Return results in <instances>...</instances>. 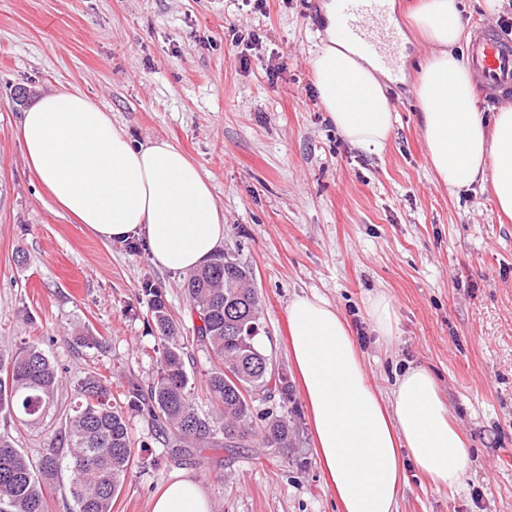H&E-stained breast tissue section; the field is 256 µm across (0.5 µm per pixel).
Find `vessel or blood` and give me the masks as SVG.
<instances>
[{
	"instance_id": "obj_1",
	"label": "vessel or blood",
	"mask_w": 512,
	"mask_h": 512,
	"mask_svg": "<svg viewBox=\"0 0 512 512\" xmlns=\"http://www.w3.org/2000/svg\"><path fill=\"white\" fill-rule=\"evenodd\" d=\"M336 37L354 44L379 66H389L402 53V41L390 24L385 0H338ZM466 62L481 78L491 98L512 94V42L476 29Z\"/></svg>"
}]
</instances>
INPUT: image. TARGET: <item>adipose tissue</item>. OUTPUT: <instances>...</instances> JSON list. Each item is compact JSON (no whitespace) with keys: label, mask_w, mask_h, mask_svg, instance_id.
<instances>
[{"label":"adipose tissue","mask_w":512,"mask_h":512,"mask_svg":"<svg viewBox=\"0 0 512 512\" xmlns=\"http://www.w3.org/2000/svg\"><path fill=\"white\" fill-rule=\"evenodd\" d=\"M336 7L327 0L326 40L311 61L314 83L344 138L379 153L393 131V106L377 65L337 40ZM408 18L435 48L417 83L434 172L452 190L489 183L498 212L512 219V105L491 121L482 118L474 76L455 53L465 33L457 0H417ZM18 139L28 169L62 210L102 239L141 237L158 267L198 268L224 239V217L196 164L163 141L131 144L85 95L43 93L23 112ZM288 325V357L342 512H396L408 462L435 484L458 480L466 446L430 369L407 368L387 407L337 307L315 294L295 297ZM151 512H212V505L201 481L188 476L168 484Z\"/></svg>","instance_id":"obj_1"}]
</instances>
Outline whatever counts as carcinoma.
<instances>
[{
    "label": "carcinoma",
    "mask_w": 512,
    "mask_h": 512,
    "mask_svg": "<svg viewBox=\"0 0 512 512\" xmlns=\"http://www.w3.org/2000/svg\"><path fill=\"white\" fill-rule=\"evenodd\" d=\"M184 288L200 320L193 328L194 339L214 359L206 382L212 405L224 420L222 432L192 401L179 325L161 293L147 282L142 293L164 340L159 375L146 389L129 383L119 398L97 377L85 378L76 389L68 432L35 458L0 435V512H46L44 488L63 470L71 477L75 512H112V499L134 456L127 423L130 410L147 413L178 452L188 444L241 448L250 440L266 448L290 445L288 414L266 413L257 433L252 403L241 393L243 388L256 389L284 402L290 398L288 377L272 375L268 356L257 344L260 303L252 273L230 256L218 254L190 272ZM61 383L57 368L38 343L0 347V414L26 425L40 424Z\"/></svg>",
    "instance_id": "cac0c4a2"
}]
</instances>
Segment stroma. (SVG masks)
<instances>
[{"instance_id": "35a3bbf8", "label": "stroma", "mask_w": 512, "mask_h": 512, "mask_svg": "<svg viewBox=\"0 0 512 512\" xmlns=\"http://www.w3.org/2000/svg\"><path fill=\"white\" fill-rule=\"evenodd\" d=\"M393 0L406 45L388 82L394 130L381 154L350 144L318 98L311 58L325 34L323 0H0V340L34 341L58 366L57 407L27 427L0 415V434L37 455L66 428L77 383L94 375L121 393L149 386L162 340L144 282L159 288L188 337V390L212 407L211 353L184 274L157 267L141 241L108 242L58 209L28 170L17 138L22 112L44 92L90 97L129 140H164L208 177L224 213L221 252L253 275L260 336L290 370L288 305L318 294L348 320L366 374L384 403L410 365L435 375L468 444L458 484L435 487L416 468L398 512H512V221L499 222L490 186L441 184L427 158L418 72L434 51ZM259 34L234 44L233 31ZM391 298L397 332L383 340L367 315ZM98 346L73 343L75 331ZM287 412L288 450L191 448L175 454L145 413L129 412L135 456L112 512H150L183 475L200 479L214 512H340L315 453L299 385L253 404Z\"/></svg>"}]
</instances>
